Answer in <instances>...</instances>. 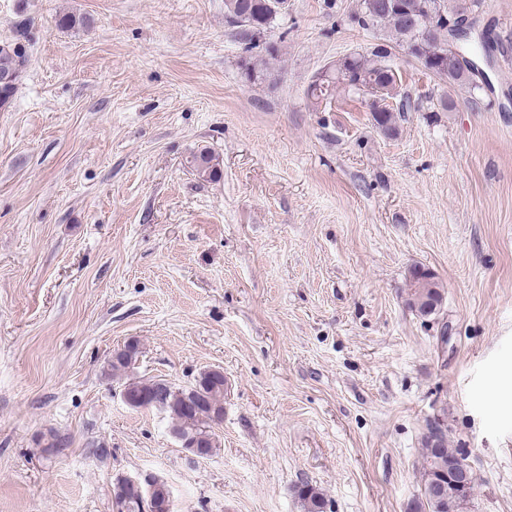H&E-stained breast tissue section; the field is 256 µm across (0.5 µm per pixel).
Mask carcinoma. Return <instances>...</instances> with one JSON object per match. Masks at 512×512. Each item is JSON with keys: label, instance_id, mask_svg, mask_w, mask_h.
Here are the masks:
<instances>
[{"label": "carcinoma", "instance_id": "1", "mask_svg": "<svg viewBox=\"0 0 512 512\" xmlns=\"http://www.w3.org/2000/svg\"><path fill=\"white\" fill-rule=\"evenodd\" d=\"M279 0H224V15L227 18L238 17L248 12L251 19L244 25L241 38L250 40L265 30L274 21L279 11L275 3ZM481 0H358L357 8L351 13V23L362 29H380L384 31L383 42L376 43L369 57L349 55L337 60L325 70L317 73L308 87V95L316 101H327L336 91V85L342 84L348 90L359 92L368 87L375 97L371 104L373 125L386 135L396 130L398 113L411 109L409 99L400 101L394 108L386 104V99L396 95L399 75L391 67L381 63L390 54L393 47L407 50L422 65L448 83V90H466L476 95L482 84L478 76L467 71L466 57H474L472 46L455 49L448 43L449 19L465 12L475 15ZM19 42V39L0 42V79L18 67H26L28 55L10 52L6 47ZM191 166L200 174L216 179L220 176L219 162L206 151L191 157ZM412 292L410 297L426 294L434 296L437 303H442L443 294L435 275L423 268L411 271ZM137 345H125V349L110 360L109 367L113 376L119 377L128 372L133 359L138 356ZM152 379L129 380L123 388L140 394L148 400L153 394ZM179 394L199 396L204 393L209 398L212 409L188 413L170 410L168 414L176 423L177 429L190 435L213 437L209 432L211 425L224 418V389L208 382L201 376L195 383L184 387H172ZM420 452L421 484L417 497L411 502L408 512H458L455 503L448 497L437 498L432 488L439 481L448 477V459L460 455L455 448L437 450L429 447L427 440H422ZM113 504L116 512H146L145 506L135 493L130 479L118 477L112 487ZM297 495L304 512H326V500L323 494L312 484L305 482L298 486ZM153 499L155 512H173L170 490L165 482L154 479Z\"/></svg>", "mask_w": 512, "mask_h": 512}]
</instances>
